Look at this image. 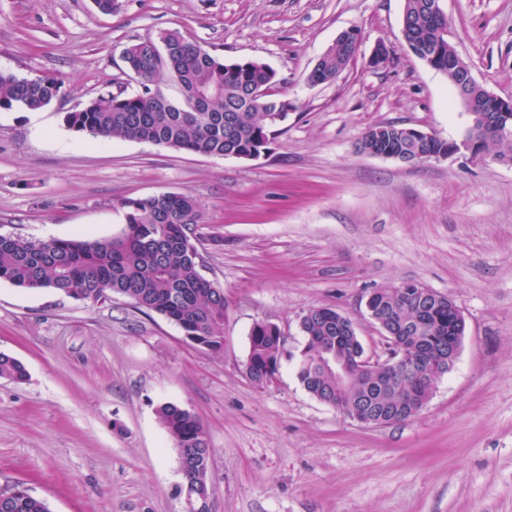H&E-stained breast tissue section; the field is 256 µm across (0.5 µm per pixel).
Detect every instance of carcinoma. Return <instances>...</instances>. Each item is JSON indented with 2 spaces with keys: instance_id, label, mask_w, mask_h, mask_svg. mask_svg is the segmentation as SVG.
<instances>
[{
  "instance_id": "obj_1",
  "label": "carcinoma",
  "mask_w": 512,
  "mask_h": 512,
  "mask_svg": "<svg viewBox=\"0 0 512 512\" xmlns=\"http://www.w3.org/2000/svg\"><path fill=\"white\" fill-rule=\"evenodd\" d=\"M428 0H404L403 21L413 48L434 56L435 71L448 75V17L431 13ZM170 54L157 53V40ZM129 45L124 62L133 73L137 89L102 93L83 108L68 112L65 123L76 132L94 137L121 138L163 145L207 156L247 159L269 150L276 128L288 120V101L279 96L275 71L259 60L227 63L213 54H203L196 42L180 32H163ZM357 50L354 43L329 46L308 74V80H333L336 69L348 66ZM179 88L181 99L162 89L167 83ZM58 82L52 78L25 79L0 70V108L33 110L57 97ZM397 125L380 124L368 129L360 148L380 153H438L448 150L447 141L421 142L396 134ZM512 140L507 131L486 139L487 154L503 158L501 146ZM126 224L108 239H50L35 241L21 236L0 235V280L26 290H53L76 300L97 302L114 294L125 296L140 307L156 312L177 325L184 338L209 353L224 352V319L228 308L224 290L200 272V257L192 242L194 228L203 223L198 201L188 195L160 193L126 202ZM376 312L398 330L405 328L432 353L448 356L449 337L457 334L455 315L448 306L433 309L415 323L418 307L414 298L397 287L382 289ZM306 337L296 361L299 383L312 396L336 406L347 417L372 406L379 410L400 407L395 421L413 417L404 407L410 393H421L417 379L403 380L384 369L366 371L350 383L336 382L328 363L356 353L349 329L336 325V309L316 307L299 321ZM290 357L280 328L260 321L249 334L245 363L248 378L258 386L270 382L283 358ZM0 378L23 383L25 365L0 352ZM159 421L179 449L184 464L183 485H195L211 448L198 417L171 402L156 408ZM0 512H50L47 502L29 489L15 485L0 503Z\"/></svg>"
}]
</instances>
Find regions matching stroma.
<instances>
[{"mask_svg":"<svg viewBox=\"0 0 512 512\" xmlns=\"http://www.w3.org/2000/svg\"><path fill=\"white\" fill-rule=\"evenodd\" d=\"M448 40L487 91L512 98V0H441ZM404 0H0V69L52 78L38 114L0 110V234L109 238L126 201L195 197L200 271L228 300L224 352L188 343L121 295L105 303L0 281V486L50 512H183L178 450L155 408L194 412L212 449L209 512H512V162L409 165L358 151L398 123L445 140L470 117L446 76L400 41ZM361 33L334 80L306 78L336 36ZM176 29L228 62L272 67L293 105L247 161L93 138L64 116L127 85L124 48ZM390 58L368 64L376 43ZM407 281L450 296L466 332L423 410L382 427L311 396L293 361L257 387L249 333L276 324L295 353L301 315L332 307L367 355L385 340L365 298ZM0 378H5L15 383H23L28 378V372L20 360L0 352Z\"/></svg>","mask_w":512,"mask_h":512,"instance_id":"35a3bbf8","label":"stroma"}]
</instances>
